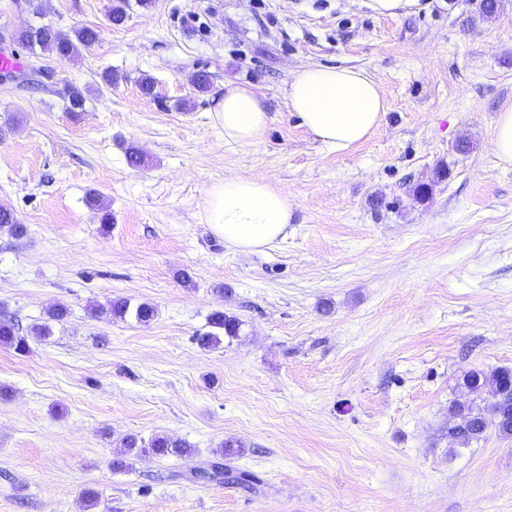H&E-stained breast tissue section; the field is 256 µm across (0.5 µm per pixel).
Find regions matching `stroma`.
<instances>
[{"label": "stroma", "instance_id": "35a3bbf8", "mask_svg": "<svg viewBox=\"0 0 512 512\" xmlns=\"http://www.w3.org/2000/svg\"><path fill=\"white\" fill-rule=\"evenodd\" d=\"M116 2L0 0L6 50L29 24L100 33L67 59L20 51L30 82L0 74V206L29 228L0 231V315L26 331L69 311L26 353L0 345V512H512V438L448 435L449 407L475 399L465 375L512 369V166L492 150L512 0L492 20L480 0L396 18L368 0H129L114 26ZM307 65L380 83L366 140L335 151L300 126L286 90ZM228 81L264 100L258 145L212 122ZM233 174L287 195L285 239L249 253L212 233L204 190ZM118 297L155 318L106 314ZM218 310L240 334L202 348ZM129 434L195 454L114 470ZM230 440L254 491L188 476Z\"/></svg>", "mask_w": 512, "mask_h": 512}]
</instances>
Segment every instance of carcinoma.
Returning <instances> with one entry per match:
<instances>
[{
    "instance_id": "1",
    "label": "carcinoma",
    "mask_w": 512,
    "mask_h": 512,
    "mask_svg": "<svg viewBox=\"0 0 512 512\" xmlns=\"http://www.w3.org/2000/svg\"><path fill=\"white\" fill-rule=\"evenodd\" d=\"M97 36L92 27L83 26L64 33L51 24L27 25L11 35L13 41L21 48L32 53L35 50L52 53L60 58H70L78 53L79 48L90 46ZM85 95L77 88L71 87L67 91V106L69 112L84 111ZM0 229L7 230L14 237H23L27 234V227L18 222L14 212L8 208L0 207ZM108 313L116 318H125L132 314L140 324L150 323L155 315L156 308L142 302L131 306L130 301L118 298L110 303ZM210 331L196 337L197 343L203 348L214 347L224 337H236L240 333L241 323L234 317L222 311H215L209 318ZM0 344L23 352L27 348V339L19 334L18 324L10 319L0 320ZM490 387L491 400L485 408L478 411L461 403L454 405L458 410L457 417L460 423L451 428L449 434L463 438L467 441L482 439L488 427L493 426L497 432L505 437H512V369L501 368L486 376L480 371L470 372L464 379V387L470 393H478L485 387ZM151 452L159 456L174 455L188 457L192 454L191 446L181 440H174L165 435L154 437L149 445L144 446L134 435H129L123 443V450L112 461L115 469L127 466V459ZM194 480L218 481L224 479L243 489L253 490L260 483V479L252 472H235L223 468L222 464L215 462L207 468H195L190 471Z\"/></svg>"
}]
</instances>
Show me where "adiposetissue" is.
<instances>
[{
	"instance_id": "obj_1",
	"label": "adipose tissue",
	"mask_w": 512,
	"mask_h": 512,
	"mask_svg": "<svg viewBox=\"0 0 512 512\" xmlns=\"http://www.w3.org/2000/svg\"><path fill=\"white\" fill-rule=\"evenodd\" d=\"M288 110L325 146L344 150L363 141L387 108L380 84L367 71L344 66H308L294 72ZM224 141L250 147L262 141L270 116L251 88L226 83L212 112ZM204 209L215 235L243 252H257L285 239L291 218L287 197L261 176H228L205 191Z\"/></svg>"
}]
</instances>
